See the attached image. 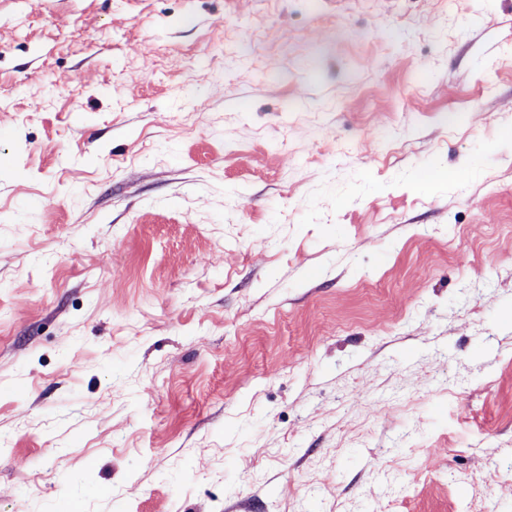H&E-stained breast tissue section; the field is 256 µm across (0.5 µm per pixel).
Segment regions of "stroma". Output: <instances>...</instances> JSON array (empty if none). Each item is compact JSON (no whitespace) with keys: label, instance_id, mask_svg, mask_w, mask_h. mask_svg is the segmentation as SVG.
Here are the masks:
<instances>
[{"label":"stroma","instance_id":"stroma-1","mask_svg":"<svg viewBox=\"0 0 512 512\" xmlns=\"http://www.w3.org/2000/svg\"><path fill=\"white\" fill-rule=\"evenodd\" d=\"M512 0H0V512H512Z\"/></svg>","mask_w":512,"mask_h":512}]
</instances>
